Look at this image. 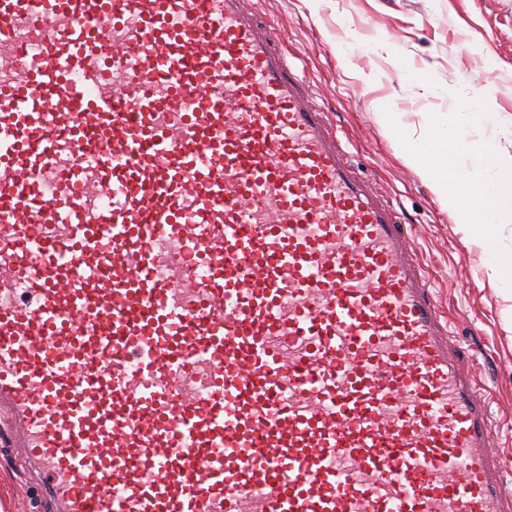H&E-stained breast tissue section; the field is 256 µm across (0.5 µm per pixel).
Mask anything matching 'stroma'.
Instances as JSON below:
<instances>
[{"mask_svg":"<svg viewBox=\"0 0 512 512\" xmlns=\"http://www.w3.org/2000/svg\"><path fill=\"white\" fill-rule=\"evenodd\" d=\"M304 68L314 101L376 180L432 275L461 357L492 396L491 444L512 473V296L499 290L485 244L448 211L411 163L383 107L413 140L457 96L485 98L495 118L468 140L512 155V0H252ZM0 512H50L19 454L0 446Z\"/></svg>","mask_w":512,"mask_h":512,"instance_id":"obj_1","label":"stroma"}]
</instances>
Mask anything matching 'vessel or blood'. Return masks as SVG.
<instances>
[{"instance_id":"1","label":"vessel or blood","mask_w":512,"mask_h":512,"mask_svg":"<svg viewBox=\"0 0 512 512\" xmlns=\"http://www.w3.org/2000/svg\"><path fill=\"white\" fill-rule=\"evenodd\" d=\"M450 342L246 0H0V415L53 512H501Z\"/></svg>"}]
</instances>
